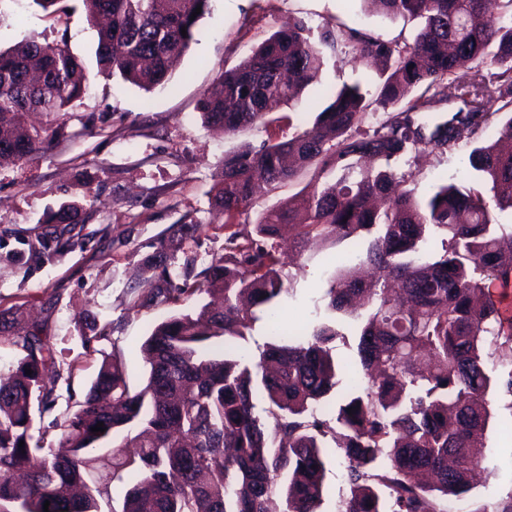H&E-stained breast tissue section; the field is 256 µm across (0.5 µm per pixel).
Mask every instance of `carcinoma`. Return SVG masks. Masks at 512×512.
I'll return each mask as SVG.
<instances>
[{
  "label": "carcinoma",
  "instance_id": "obj_1",
  "mask_svg": "<svg viewBox=\"0 0 512 512\" xmlns=\"http://www.w3.org/2000/svg\"><path fill=\"white\" fill-rule=\"evenodd\" d=\"M212 0H82L99 31L103 73L151 92L169 87L171 61L196 41ZM388 17L418 21L407 39L384 40L338 21L312 36L290 18L235 67L222 72L199 105L227 134L286 122L288 134L254 151L224 156L214 202L224 211V254L200 272L186 258L173 277L175 239L152 256L160 274L132 289V307L182 306L155 325L143 350L145 386L129 388L123 360L103 358L82 399L51 421L68 448L33 440L36 420L56 403L61 365L49 338L15 341L23 352L0 381V512H318L326 459L346 462L350 496L338 512H442L463 499L479 460L491 411L487 396H512V230L494 211H512V150L487 140L469 154L490 197L446 183L419 196L401 156L470 142L492 115L512 139V0H371ZM201 13L193 15L196 8ZM186 34H181V30ZM381 65L372 89L330 88L309 127L268 119L318 81L329 59ZM87 71L70 51L28 40L0 50V157L22 158L48 145L29 112L67 111L87 92ZM312 178L263 212L252 230L237 223L259 171L273 187L300 171ZM337 186H322L325 173ZM303 242L366 238L355 261L378 275L364 282L354 265L335 269L325 317L292 331L280 314L293 292L279 251L283 226ZM219 292L224 307L201 296ZM363 297L370 312L357 343L361 372L342 403L327 396L342 366L345 338L333 316ZM265 312L277 342L255 359L242 341ZM89 346L112 325L81 320ZM32 374H25V370ZM104 424V431L91 427ZM127 454H99L109 439ZM24 447H19V443ZM123 484L121 509L111 488ZM49 507H44L45 501Z\"/></svg>",
  "mask_w": 512,
  "mask_h": 512
}]
</instances>
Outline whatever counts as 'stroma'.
<instances>
[{"mask_svg":"<svg viewBox=\"0 0 512 512\" xmlns=\"http://www.w3.org/2000/svg\"><path fill=\"white\" fill-rule=\"evenodd\" d=\"M291 17L303 18L315 32L339 20L386 40L410 36L414 29L400 17L362 12L359 0H212L197 42L171 71V90L158 93L99 74L97 32L81 0H65L63 12L51 16L31 0H0L1 49L29 38L64 45L84 61L90 77L87 93L69 111L30 115V122L51 133L48 148L0 160V376L17 365L16 338L41 324L64 365L59 399L45 421L65 411L68 397L85 393L103 353L120 352L131 389L145 385L141 346L172 309L131 308L129 289L157 276L150 259L177 225L197 226L177 250V260L194 258L200 271L223 254L224 214L213 203L212 188L224 156L259 148L269 137L261 125L224 134L201 119L198 101L222 70L239 64ZM375 78V68L329 62L318 83L276 113L302 111L320 87ZM469 152L464 146L410 153L399 167L414 172L421 194L446 182L479 189L483 183L468 165ZM68 204L79 208L67 224L73 246L39 249L40 237L52 228L50 216ZM282 249L294 282L283 306L285 319L295 326L322 319L328 274L345 264L352 241L300 245L288 236ZM87 313L111 324V341L83 345L78 323ZM490 402L481 474L462 504L498 512L512 498V397L497 391Z\"/></svg>","mask_w":512,"mask_h":512,"instance_id":"35a3bbf8","label":"stroma"}]
</instances>
